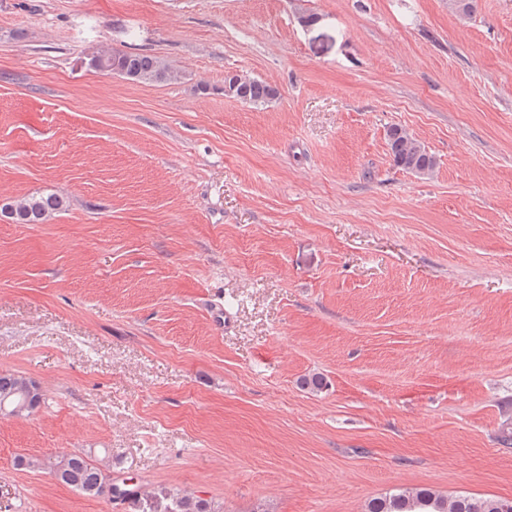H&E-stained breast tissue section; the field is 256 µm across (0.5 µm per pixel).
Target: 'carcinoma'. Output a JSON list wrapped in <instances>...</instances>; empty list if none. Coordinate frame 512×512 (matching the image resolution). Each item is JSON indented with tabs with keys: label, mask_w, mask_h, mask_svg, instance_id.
Masks as SVG:
<instances>
[{
	"label": "carcinoma",
	"mask_w": 512,
	"mask_h": 512,
	"mask_svg": "<svg viewBox=\"0 0 512 512\" xmlns=\"http://www.w3.org/2000/svg\"><path fill=\"white\" fill-rule=\"evenodd\" d=\"M94 58L97 71L120 73L133 71L144 84H172L179 80L177 70L164 58L150 53L115 54L110 47L98 49ZM246 104L263 106L278 96L275 86L260 79H249L229 93ZM386 140L393 165L403 171L429 175L437 166L436 158L405 128L392 125ZM67 198L57 192L31 194L8 203L7 217L19 224H44L65 210ZM30 378L18 373H0V406L10 413L25 404ZM22 469L55 472L58 484L89 498L109 496L102 484L112 468V451L105 450L96 459L73 451L61 455L20 456ZM129 512H216L211 502L199 496L174 492L167 488L137 490L122 498ZM368 512H512V500L479 498L468 495L447 497L426 489L398 488L375 498Z\"/></svg>",
	"instance_id": "1"
}]
</instances>
